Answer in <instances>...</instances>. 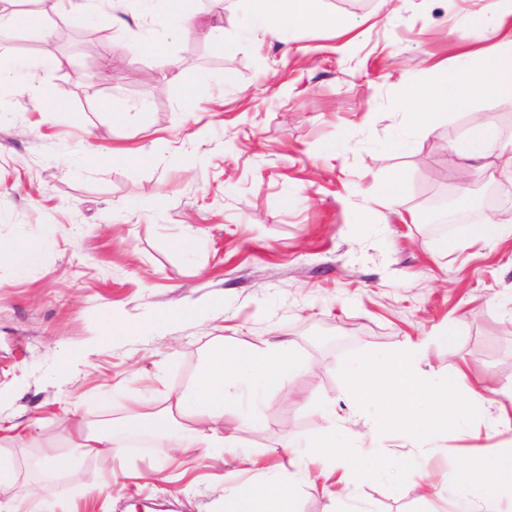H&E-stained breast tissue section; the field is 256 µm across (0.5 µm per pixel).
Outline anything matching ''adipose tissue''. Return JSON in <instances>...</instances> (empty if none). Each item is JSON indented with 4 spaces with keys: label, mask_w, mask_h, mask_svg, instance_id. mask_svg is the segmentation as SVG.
I'll use <instances>...</instances> for the list:
<instances>
[{
    "label": "adipose tissue",
    "mask_w": 512,
    "mask_h": 512,
    "mask_svg": "<svg viewBox=\"0 0 512 512\" xmlns=\"http://www.w3.org/2000/svg\"><path fill=\"white\" fill-rule=\"evenodd\" d=\"M321 15L322 0H258L252 20L255 29L278 36ZM475 28L494 38L492 50L477 64L437 69L426 93H409L405 104L415 125L425 126L433 112L447 103L464 104L488 94L501 106L512 108V0H499L493 13L463 17L456 32L462 36ZM465 145L472 155L494 158L496 168L512 172V148L502 146L490 122L473 118ZM420 353L419 344L410 343L391 357L362 363L350 375L352 404L375 402L384 407L377 425L364 433V441L375 442L379 430H394L413 447L437 454L441 435L465 421L467 414L455 397V384L433 392L419 367ZM305 367L295 349L282 342H267L248 351L221 348L211 354L187 393L171 398L162 411L132 418L127 430L151 437L160 448L236 447V432L224 427L225 414L235 409V391L250 385L283 387L287 377ZM75 435V452L58 451L47 457L42 463L47 472L74 473L79 453L118 457L123 452L111 428H79ZM318 445L321 455L305 457L303 466L293 471L246 457L247 468L255 472L256 479L242 492L225 489L224 512H297V489L309 465L316 462L322 466V477L334 487L328 512H341V503L354 498L365 475L350 466V449L337 445L331 434H324ZM445 492L451 512H503L502 502L512 503V450L483 458L477 465L464 464Z\"/></svg>",
    "instance_id": "1"
}]
</instances>
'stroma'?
Masks as SVG:
<instances>
[{
  "instance_id": "35a3bbf8",
  "label": "stroma",
  "mask_w": 512,
  "mask_h": 512,
  "mask_svg": "<svg viewBox=\"0 0 512 512\" xmlns=\"http://www.w3.org/2000/svg\"><path fill=\"white\" fill-rule=\"evenodd\" d=\"M496 0H324V16L274 40L250 31L246 0H191L197 26L181 31L158 15L115 20L97 0L74 39L18 38L0 54L39 63L42 96L65 102L53 120L27 107L24 86L0 85V425H28L8 450L18 461L12 487L21 512L40 497L63 512H221L224 486L239 466L204 450L165 454L124 426L188 391L209 354L223 344L247 350L286 340L309 364L293 384L303 402L269 391L244 405L262 433H239L241 451L270 453L283 469L288 446L311 450L327 428L353 447L381 407L355 410L348 371L387 357L408 341L425 344L419 366L443 385L467 377L457 399L469 418L442 437L444 452L424 457L395 435L352 457L361 469L404 478L432 470L452 482L468 449L497 454L512 432L495 429L512 402H487L472 389L512 386V238L472 235L488 219L512 218V178L479 180L485 161L451 151L472 114L491 118L512 143V110L493 96L448 105L423 127L402 101L427 90L436 66L488 51L479 30L458 39L463 15L493 11ZM333 16L356 21L349 34ZM151 39L161 53L120 57L99 79L114 43ZM152 73L129 82L130 73ZM181 71L184 79L172 78ZM198 80L187 95L185 80ZM112 109L132 113L116 125ZM116 150L149 154L147 163L111 161ZM498 188L471 222L437 231L436 202L460 182ZM398 180L401 209L381 191ZM371 223H362L365 207ZM417 223H407L409 215ZM192 235L184 252L175 242ZM454 250L439 248L442 240ZM28 252L19 263L13 243ZM188 306L198 316L152 327L155 315ZM96 338L89 355L79 348ZM76 357L61 376L62 357ZM92 427L121 434L125 456H84L75 475L45 480L39 461L67 447L64 409ZM369 512H448L444 496L395 497L389 483L360 487Z\"/></svg>"
}]
</instances>
